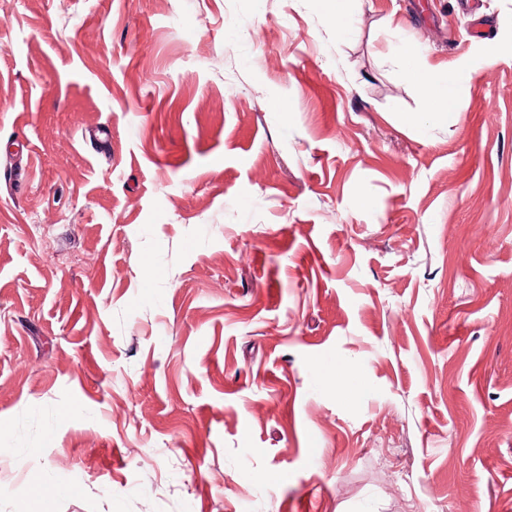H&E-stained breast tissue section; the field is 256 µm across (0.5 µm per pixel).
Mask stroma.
Returning <instances> with one entry per match:
<instances>
[{"instance_id":"stroma-1","label":"stroma","mask_w":512,"mask_h":512,"mask_svg":"<svg viewBox=\"0 0 512 512\" xmlns=\"http://www.w3.org/2000/svg\"><path fill=\"white\" fill-rule=\"evenodd\" d=\"M348 7L0 0V512H512V0ZM346 2V0H324L326 13L334 24L337 39H344L350 32ZM407 75L420 91L425 112H429L438 122H448L454 111V105L448 98L447 76L437 79L430 68L409 63Z\"/></svg>"}]
</instances>
